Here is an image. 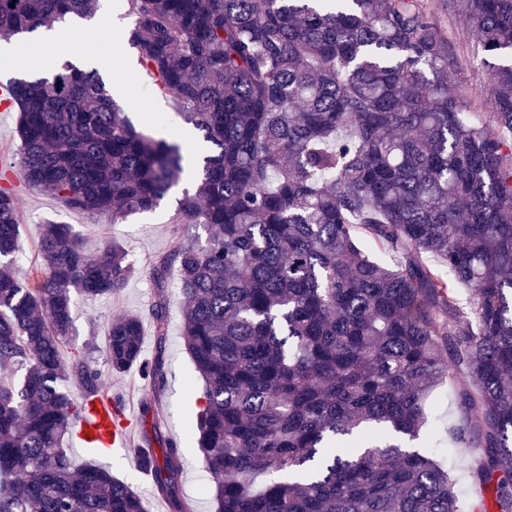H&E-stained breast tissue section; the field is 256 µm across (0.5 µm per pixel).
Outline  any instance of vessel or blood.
Returning <instances> with one entry per match:
<instances>
[{"instance_id":"obj_1","label":"vessel or blood","mask_w":512,"mask_h":512,"mask_svg":"<svg viewBox=\"0 0 512 512\" xmlns=\"http://www.w3.org/2000/svg\"><path fill=\"white\" fill-rule=\"evenodd\" d=\"M77 427L76 442L80 447L98 448L107 456L121 452L137 459L145 456L144 451L132 446L129 419L114 421L110 405L98 403L90 406Z\"/></svg>"}]
</instances>
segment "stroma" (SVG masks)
<instances>
[{
	"instance_id": "stroma-1",
	"label": "stroma",
	"mask_w": 512,
	"mask_h": 512,
	"mask_svg": "<svg viewBox=\"0 0 512 512\" xmlns=\"http://www.w3.org/2000/svg\"><path fill=\"white\" fill-rule=\"evenodd\" d=\"M105 2L107 13L113 18L112 23L101 27L94 23L79 27L65 39L67 54L83 68L96 67L102 57L108 60L110 67L104 70L103 76L109 83L118 78L124 81L125 93L120 103L138 130L152 135L182 133L186 126L175 114L170 101L154 93L140 77L135 51L124 39L125 30L133 23L132 16L127 13L126 0ZM424 3L438 31L451 41L458 58L459 69L449 73V86L470 100L475 111H489V72L474 47V34L458 16L449 12L444 0H424ZM116 66L122 71L118 78L112 72ZM19 202L21 228L13 272L24 283H31L33 275L40 272L36 244L44 222L49 220L72 225L89 251L99 250L110 240L119 242L128 250L136 271L119 294L95 301L79 296L74 299L71 341L88 349L93 363L99 369H106L104 348L109 321L128 313L146 314L155 300V285L149 277V268L155 258L167 252L173 244L171 220L174 205L164 204L155 212L131 215L114 223L103 216L92 217L72 211L59 200L24 184L19 187ZM166 293L169 302L166 386L157 416L164 425L165 434L182 442V495L191 500L196 512H215V503L205 491L212 478L203 467L197 448L183 441L192 425L191 414L199 392L187 385L194 376V370L181 335V297L176 283H169ZM111 382L113 393L123 396L134 422L132 443L135 447H142L140 399L145 382L136 369L112 376ZM456 420L452 388L446 383L432 397L427 428L436 432L440 439L446 464L465 467L472 463L475 453L473 449L449 440L446 428ZM70 459L77 468L92 461L109 468L116 478L127 482L142 495L147 512H168L165 501L153 491L151 476L137 472L131 456L98 457L89 449L75 446L71 449Z\"/></svg>"
}]
</instances>
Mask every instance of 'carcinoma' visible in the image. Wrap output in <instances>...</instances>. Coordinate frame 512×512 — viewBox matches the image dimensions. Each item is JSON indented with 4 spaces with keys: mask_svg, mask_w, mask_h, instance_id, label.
I'll use <instances>...</instances> for the list:
<instances>
[{
    "mask_svg": "<svg viewBox=\"0 0 512 512\" xmlns=\"http://www.w3.org/2000/svg\"><path fill=\"white\" fill-rule=\"evenodd\" d=\"M99 2L0 0V37L90 19ZM127 4L142 75L210 144L150 268L154 358L141 315L108 325L109 371L147 380L143 416L165 387L175 268L203 382L188 440L216 512H485L486 491L512 512V0H448L500 59L486 121L448 89L457 59L422 0ZM0 89L20 179L67 208L118 221L178 186L183 146L138 131L98 69L66 61ZM20 226L17 191L0 186V372L25 370L18 386L0 382V512H146L109 469L73 470L75 422L112 389L85 351L63 352L73 294H116L135 267L119 243L90 257L49 221L28 287L12 272ZM448 378L451 438L476 450L472 503L424 430ZM142 440L161 447L150 466L169 512H192L180 442L156 419Z\"/></svg>",
    "mask_w": 512,
    "mask_h": 512,
    "instance_id": "obj_1",
    "label": "carcinoma"
}]
</instances>
